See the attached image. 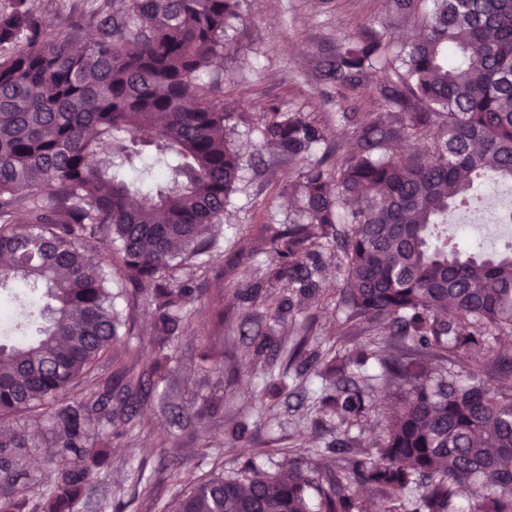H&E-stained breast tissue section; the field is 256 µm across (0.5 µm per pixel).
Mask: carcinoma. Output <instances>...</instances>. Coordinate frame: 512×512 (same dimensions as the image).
<instances>
[{
	"mask_svg": "<svg viewBox=\"0 0 512 512\" xmlns=\"http://www.w3.org/2000/svg\"><path fill=\"white\" fill-rule=\"evenodd\" d=\"M89 20L43 24L31 0L0 7V286L21 284L53 301L22 307L0 344V415L29 410L52 430L48 467L30 468L24 432L0 436V512H80L112 470L111 441L137 412L136 348L111 354L126 318L114 305L112 260L152 288L162 343L172 341L194 289L178 272L221 254L211 228L236 190L242 156L229 131L221 73L226 32L241 0H93ZM426 33L383 81L387 110L369 112L333 168L316 158L328 129L302 112L268 107L260 146L303 164L295 184L302 220L271 239L267 270L288 294L242 293L277 323L287 309L328 300L322 266L336 257L346 335L368 340L382 376L399 388L374 452L350 435L365 393L330 384L323 412L339 428L333 468L310 449L269 474L250 465L200 479L170 512H512V394L490 381L512 373V349L489 348L462 383L450 366L483 338L512 335V252L475 254L434 231L483 177L512 182V0H433ZM391 39L363 24L342 37L328 71L342 90L386 56ZM419 151L394 155L404 138ZM153 145L172 172L140 192L95 156ZM25 212L28 225L11 223ZM112 356L98 392L73 389ZM372 491V503L360 490Z\"/></svg>",
	"mask_w": 512,
	"mask_h": 512,
	"instance_id": "obj_1",
	"label": "carcinoma"
}]
</instances>
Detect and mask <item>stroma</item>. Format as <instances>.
<instances>
[{
	"instance_id": "stroma-1",
	"label": "stroma",
	"mask_w": 512,
	"mask_h": 512,
	"mask_svg": "<svg viewBox=\"0 0 512 512\" xmlns=\"http://www.w3.org/2000/svg\"><path fill=\"white\" fill-rule=\"evenodd\" d=\"M432 7V0H418L417 10L402 13L393 0H243L242 19L228 31L232 51L221 70L225 109L249 116L233 132L244 166L215 231L223 256L217 262L198 259L191 277L201 297L189 304L190 317L169 347V386L143 392L128 436L112 443L111 474L91 489L81 512H99L105 502L114 512H164L178 493L208 474L231 475L248 462L272 474L285 456L332 446L333 422L320 411L328 392L323 375L328 351L337 348L347 356L359 346L339 339L340 307L331 302L294 311L274 325L265 317L245 321L237 296L246 285L264 293L279 290L256 258L269 251L274 229L298 218L288 185L301 166L260 149L264 106L274 103L305 113L328 128L331 141L351 140L356 125L345 116L378 111L385 72L367 75L359 94L338 97L335 82L323 76L330 50L363 23L405 44ZM123 169L146 191L169 175L149 146L140 147ZM244 241L251 251H241ZM113 274L124 299L138 301L123 340L139 349L141 369H149L160 356L153 334L158 313L122 269ZM213 362L223 364V372L210 371ZM347 371L363 388L370 385L368 376L376 378L354 430L365 444L380 432L399 389L378 380L374 361ZM241 422L248 431L237 439L232 429ZM140 469L152 478L151 497L135 494L131 486V474Z\"/></svg>"
}]
</instances>
